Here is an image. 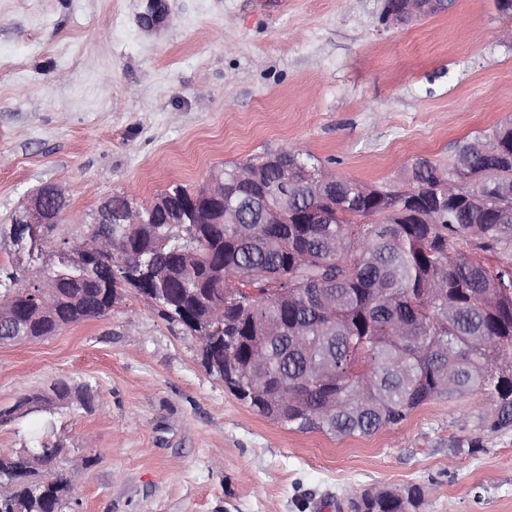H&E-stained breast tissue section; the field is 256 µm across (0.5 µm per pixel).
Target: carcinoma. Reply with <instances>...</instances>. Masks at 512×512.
Segmentation results:
<instances>
[{
  "label": "carcinoma",
  "instance_id": "obj_1",
  "mask_svg": "<svg viewBox=\"0 0 512 512\" xmlns=\"http://www.w3.org/2000/svg\"><path fill=\"white\" fill-rule=\"evenodd\" d=\"M512 121L464 141L442 170L414 164L404 190L336 176V210L307 174L323 169L298 149L288 173L300 183L288 223L194 224L203 189L173 184L169 207L144 210L146 223L93 224L89 240L112 236L131 270L112 277L96 255L78 262L55 224H0V245L27 251L0 264V298L14 296L29 339L112 310L140 283L159 288L153 309L204 341L202 363L257 415L291 431L366 437L402 423L438 398L482 391L495 406L488 429L512 427ZM257 164L240 185L250 197L277 186L281 168ZM322 214L305 223V213ZM491 254L497 265L481 260ZM224 307L222 329L209 317ZM37 398L0 408V425ZM53 422L33 446L0 452V512H65L68 474L38 478L60 453ZM351 512H423V489L364 490Z\"/></svg>",
  "mask_w": 512,
  "mask_h": 512
}]
</instances>
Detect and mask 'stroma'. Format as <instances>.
<instances>
[{"instance_id":"35a3bbf8","label":"stroma","mask_w":512,"mask_h":512,"mask_svg":"<svg viewBox=\"0 0 512 512\" xmlns=\"http://www.w3.org/2000/svg\"><path fill=\"white\" fill-rule=\"evenodd\" d=\"M384 0H0V224L45 183L81 243L101 201L141 204L214 168L297 148L369 185L447 167L512 119V45L495 0L407 25ZM198 336L132 293L106 315L0 345V452L46 419L84 464L75 512H348L366 489L417 484L424 512H512V428L480 392L437 399L369 437L299 433L253 414L201 362ZM89 385L92 407L54 382ZM481 438L483 449L467 446Z\"/></svg>"}]
</instances>
